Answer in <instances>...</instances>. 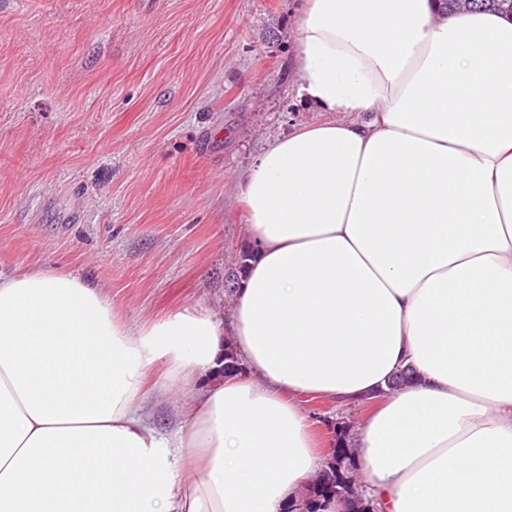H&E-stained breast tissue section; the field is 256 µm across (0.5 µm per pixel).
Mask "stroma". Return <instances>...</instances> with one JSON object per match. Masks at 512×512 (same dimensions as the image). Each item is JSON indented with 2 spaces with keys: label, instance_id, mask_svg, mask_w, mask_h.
Wrapping results in <instances>:
<instances>
[{
  "label": "stroma",
  "instance_id": "1",
  "mask_svg": "<svg viewBox=\"0 0 512 512\" xmlns=\"http://www.w3.org/2000/svg\"><path fill=\"white\" fill-rule=\"evenodd\" d=\"M297 4L0 0V273L92 277L133 329L229 318L237 178L326 118L290 74Z\"/></svg>",
  "mask_w": 512,
  "mask_h": 512
}]
</instances>
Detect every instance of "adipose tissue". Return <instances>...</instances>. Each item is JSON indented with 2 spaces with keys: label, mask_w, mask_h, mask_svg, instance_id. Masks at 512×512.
I'll use <instances>...</instances> for the list:
<instances>
[{
  "label": "adipose tissue",
  "mask_w": 512,
  "mask_h": 512,
  "mask_svg": "<svg viewBox=\"0 0 512 512\" xmlns=\"http://www.w3.org/2000/svg\"><path fill=\"white\" fill-rule=\"evenodd\" d=\"M293 34L327 118L236 185L230 322L135 331L91 278L0 275V512H284L325 462L306 396L376 401L352 434L375 512H512V19L300 0Z\"/></svg>",
  "instance_id": "adipose-tissue-1"
}]
</instances>
